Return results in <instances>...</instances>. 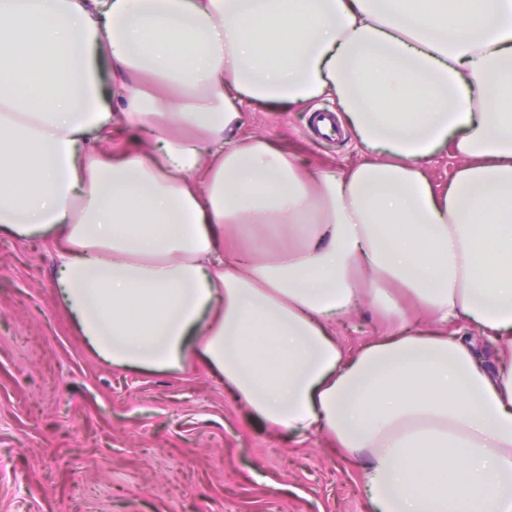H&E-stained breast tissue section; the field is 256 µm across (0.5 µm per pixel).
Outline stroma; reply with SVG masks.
Here are the masks:
<instances>
[{
	"instance_id": "35a3bbf8",
	"label": "stroma",
	"mask_w": 512,
	"mask_h": 512,
	"mask_svg": "<svg viewBox=\"0 0 512 512\" xmlns=\"http://www.w3.org/2000/svg\"><path fill=\"white\" fill-rule=\"evenodd\" d=\"M334 102L249 107L247 133L343 170L363 147L328 139ZM49 242L0 235V512H367L363 466L326 438L262 426L200 364L172 373L95 357L63 310ZM382 324L370 305L341 317L356 350Z\"/></svg>"
}]
</instances>
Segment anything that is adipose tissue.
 <instances>
[{
	"label": "adipose tissue",
	"instance_id": "1",
	"mask_svg": "<svg viewBox=\"0 0 512 512\" xmlns=\"http://www.w3.org/2000/svg\"><path fill=\"white\" fill-rule=\"evenodd\" d=\"M317 98L369 158L241 132ZM1 232L100 360L203 362L364 459L369 512H512V0H0ZM365 298L400 323L349 356ZM461 164L462 160L455 155L451 144L448 143L438 151L428 166L432 184L438 192L447 188L448 181Z\"/></svg>",
	"mask_w": 512,
	"mask_h": 512
}]
</instances>
